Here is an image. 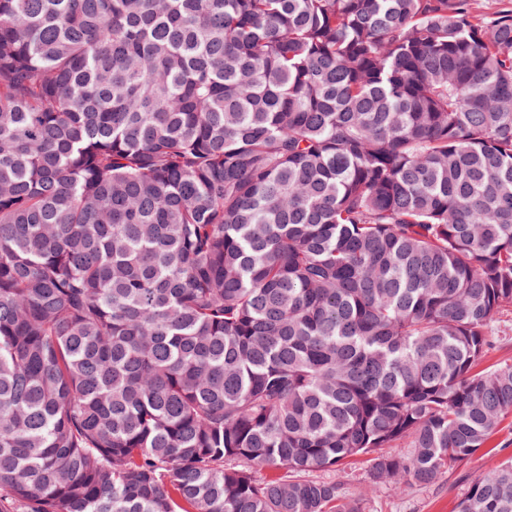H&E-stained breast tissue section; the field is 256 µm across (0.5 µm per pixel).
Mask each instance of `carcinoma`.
<instances>
[{
    "label": "carcinoma",
    "mask_w": 512,
    "mask_h": 512,
    "mask_svg": "<svg viewBox=\"0 0 512 512\" xmlns=\"http://www.w3.org/2000/svg\"><path fill=\"white\" fill-rule=\"evenodd\" d=\"M504 312L512 0H0V512H366L308 473L457 472Z\"/></svg>",
    "instance_id": "1"
}]
</instances>
